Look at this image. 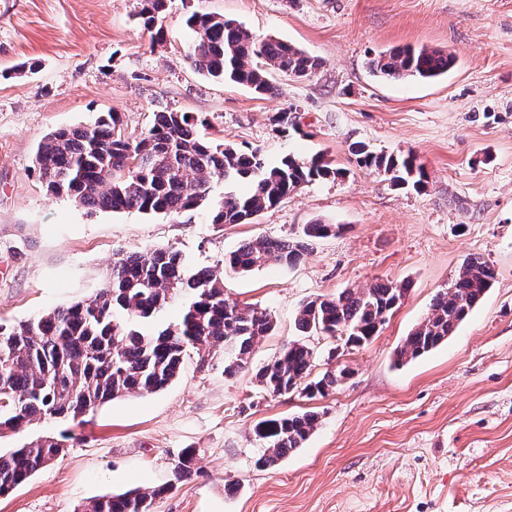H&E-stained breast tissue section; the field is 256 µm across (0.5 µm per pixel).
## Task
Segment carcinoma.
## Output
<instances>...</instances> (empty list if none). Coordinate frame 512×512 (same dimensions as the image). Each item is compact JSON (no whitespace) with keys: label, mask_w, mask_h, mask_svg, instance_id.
<instances>
[{"label":"carcinoma","mask_w":512,"mask_h":512,"mask_svg":"<svg viewBox=\"0 0 512 512\" xmlns=\"http://www.w3.org/2000/svg\"><path fill=\"white\" fill-rule=\"evenodd\" d=\"M166 0H140L139 18L154 37H163ZM194 33L187 58L213 79L273 93L268 73L280 71L307 78L319 61L295 45L273 36L258 37L236 21L192 13ZM456 63L453 54L425 47L403 46L375 55L369 70L387 80L433 81ZM206 122L183 112L161 108L136 140L122 134L120 116L107 112L82 127L57 129L37 146L36 169L47 190L65 195L90 209L113 212L179 215L205 208L213 224H247L276 206L302 185L336 180L343 171L318 156L288 154L269 164L258 150L217 142L205 133ZM356 163L390 176L395 186L425 190L428 173L417 155L394 157L352 147ZM252 184L246 195L227 191L216 196L219 182ZM341 226L308 224L296 241L259 238L242 243L224 258L223 268L190 269L170 248L124 255L112 264L107 287L67 307L56 308L16 325L0 323V428H21L45 416L77 419L88 406L128 395L165 389L181 373L192 353L208 365L229 349L224 374L252 367L258 340L275 327L272 315L242 306L224 295V270L246 273L270 262L297 264L310 242L336 233ZM495 270L481 257H469L458 275L436 295L431 312L397 348L404 365L448 341L457 327L493 286ZM406 287L379 282L364 291L345 289L328 298L301 304L295 316L299 336L288 341L274 359L255 369L258 386L273 396L298 393L308 400L326 397L349 372L327 369L311 377L314 349L307 339L339 338L360 347L379 334L404 299ZM180 302L182 315L159 329L142 324L159 320L167 307ZM319 423L312 410L268 418L253 427L262 444L255 460L270 468L303 446ZM69 435L48 437L0 451V496H5L59 457ZM195 450L185 448L173 467V480L143 491L139 488L104 495L88 512H150L153 500L193 475Z\"/></svg>","instance_id":"carcinoma-1"}]
</instances>
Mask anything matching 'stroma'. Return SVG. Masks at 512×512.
Listing matches in <instances>:
<instances>
[{"label":"stroma","mask_w":512,"mask_h":512,"mask_svg":"<svg viewBox=\"0 0 512 512\" xmlns=\"http://www.w3.org/2000/svg\"><path fill=\"white\" fill-rule=\"evenodd\" d=\"M13 2L0 17V322L89 298L124 255L172 248L191 268H215L242 242L293 240L318 221L341 230L296 265L224 277L226 296L276 322L254 364L294 338L304 301L383 281L407 291L367 345L311 338L315 373L352 372L314 402L269 395L248 371L225 376L223 358L202 370L191 358L162 391L22 427L0 448L70 440L0 497V512H82L102 495L153 488L185 448L197 475L152 512H512V0H168L160 41L139 0ZM191 11L286 40L321 66L306 79L271 73L266 96L207 79L186 58ZM406 44L452 52L457 65L429 83L370 75L369 57ZM161 107L206 119L210 137L268 162L320 154L347 174L304 185L250 224H212L202 210L94 211L47 193L35 166L45 135L114 111L134 140ZM284 110L296 122L287 134L274 122ZM355 142L417 154L425 192L357 166ZM470 256L493 265V287L447 343L396 364ZM310 405L321 419L303 447L255 467L253 424Z\"/></svg>","instance_id":"stroma-1"}]
</instances>
